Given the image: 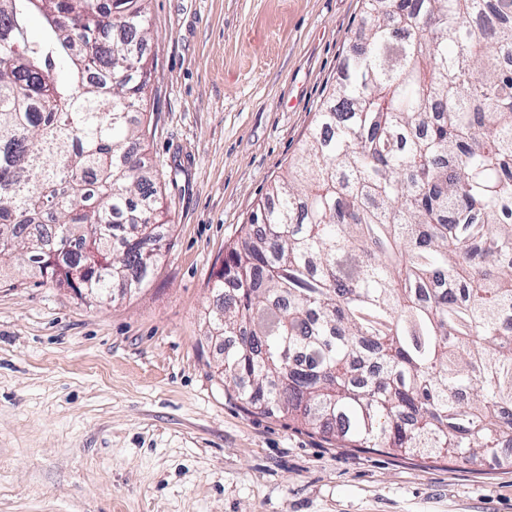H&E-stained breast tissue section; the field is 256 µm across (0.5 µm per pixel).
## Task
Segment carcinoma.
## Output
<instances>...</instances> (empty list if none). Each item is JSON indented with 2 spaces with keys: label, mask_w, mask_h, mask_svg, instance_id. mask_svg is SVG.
I'll use <instances>...</instances> for the list:
<instances>
[{
  "label": "carcinoma",
  "mask_w": 512,
  "mask_h": 512,
  "mask_svg": "<svg viewBox=\"0 0 512 512\" xmlns=\"http://www.w3.org/2000/svg\"><path fill=\"white\" fill-rule=\"evenodd\" d=\"M147 0H0V271L93 303L170 225L140 150ZM370 22L286 176L228 247L225 385L350 448L508 462L512 0H362ZM45 20L34 38L28 19ZM66 73L56 72L57 62Z\"/></svg>",
  "instance_id": "1"
}]
</instances>
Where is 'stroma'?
I'll list each match as a JSON object with an SVG mask.
<instances>
[{
  "instance_id": "35a3bbf8",
  "label": "stroma",
  "mask_w": 512,
  "mask_h": 512,
  "mask_svg": "<svg viewBox=\"0 0 512 512\" xmlns=\"http://www.w3.org/2000/svg\"><path fill=\"white\" fill-rule=\"evenodd\" d=\"M146 25L171 247L100 305L0 272V512H512V466L247 412L208 334L212 276L361 46V0H148Z\"/></svg>"
}]
</instances>
